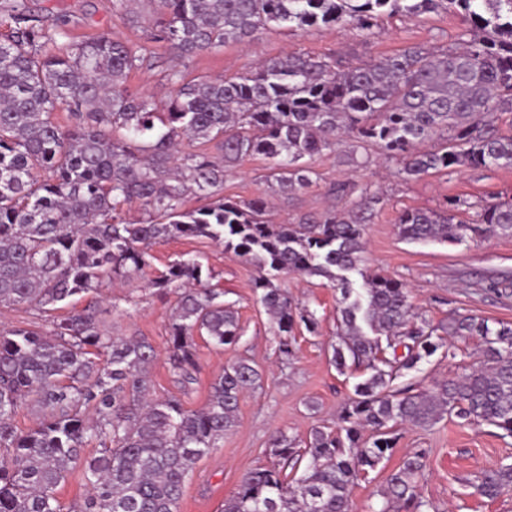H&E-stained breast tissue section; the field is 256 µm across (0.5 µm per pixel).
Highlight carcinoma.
Instances as JSON below:
<instances>
[{
  "label": "carcinoma",
  "instance_id": "carcinoma-1",
  "mask_svg": "<svg viewBox=\"0 0 512 512\" xmlns=\"http://www.w3.org/2000/svg\"><path fill=\"white\" fill-rule=\"evenodd\" d=\"M147 39L176 59L242 42L271 23L368 29L385 14L419 15L440 6L461 12L459 47L434 53L413 46L376 62L344 64L293 53L263 60L234 78H187L163 103L136 93L128 74L155 60L103 32L69 42L67 21L33 13L27 0H4L14 27L0 39V306H25L50 320L46 331L0 325V512H177L197 461L237 422L257 369L244 359L226 367L208 402L188 410L175 398L151 399L157 357L144 337L104 329L98 295L106 280L141 276L153 245L205 238L259 272L254 288L272 316L278 353L291 337L319 331L316 312L295 306L282 275L319 276L340 291L332 362L359 367L336 428L312 430L301 447L285 434L270 448L273 466L257 467L225 499L223 512H350V490L392 453L405 424L430 425L446 414L492 425L512 436V323L451 317L419 319L398 279L360 269L365 224L378 195L298 224H274L267 202L224 197V166L246 157L269 161L279 192L305 189L309 161L348 138L356 148L396 160L398 174L512 167V134L486 117L512 113V0H149ZM71 118L64 128L54 113ZM444 143L420 152L419 141ZM195 192L206 203L187 209ZM140 204L149 219L130 222ZM398 235L409 242L462 244L512 236V203L478 207L450 198L440 210H404ZM357 270L355 288L344 276ZM201 257H182L153 280L175 294L168 327L169 365L184 385L195 381L197 339L235 346L242 327ZM76 295L85 307L60 316ZM478 336L484 365L431 392L394 381L444 346L445 336ZM403 353H397V349ZM31 400L39 423L20 431L18 404ZM370 430L365 438L362 431ZM96 444L95 454L82 455ZM425 453L407 456L387 479L377 512H430L419 486ZM81 470L91 492L66 504L57 487ZM476 494L512 491V465L483 470Z\"/></svg>",
  "mask_w": 512,
  "mask_h": 512
}]
</instances>
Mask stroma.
<instances>
[{
    "label": "stroma",
    "instance_id": "1",
    "mask_svg": "<svg viewBox=\"0 0 512 512\" xmlns=\"http://www.w3.org/2000/svg\"><path fill=\"white\" fill-rule=\"evenodd\" d=\"M30 5L42 15H70L72 35L78 41L109 31L136 49L147 43L145 25L139 20L150 9L146 0H126L122 6L116 0H30ZM463 26L459 12L444 8L418 16H385L367 30L314 26L293 31L273 25L245 42L195 56L187 61L185 71L191 77L229 78L258 60L292 52L328 55L348 63L373 62L411 46L448 49L455 45ZM155 53L158 64L132 70L127 84L131 90L163 101L173 90L167 79L172 64L164 48H156ZM268 166L260 157L226 166L225 196L237 200L266 197L274 223L296 224L308 215L349 208L350 198L332 195L330 187L338 181H352L357 192L382 198L365 229L366 270L406 283L416 311L431 323L447 320L454 313L512 323V298H497L487 287L490 278L512 276V237L494 235L464 244L409 243L396 229L398 216L406 209H438L451 197L472 203L512 198V168H466L406 180L398 175L395 161L376 154L366 162L344 147L313 159L318 178L309 188L282 194L265 182ZM186 253L201 256L212 269L213 282L223 289L225 303L235 305L239 313L243 336L229 349L199 342L196 380L184 390L168 363L174 298L159 295L149 282ZM152 254L144 276L117 278L105 288L102 306L113 335L143 337L155 347L157 359L150 370L153 397L174 396L185 408L197 409L206 404L213 382L233 361L248 359L260 374L257 386L240 399L235 427L197 462L178 504V512H221L245 474L272 463L269 448L275 436L283 433L303 441L314 428L335 426L352 396L359 372L341 373L331 363L340 294L316 276L281 277L280 285L293 303L315 311L320 319L318 335L297 331L295 355L284 362L277 351L274 325L254 291L257 271L253 265L207 239H172L154 246ZM451 343V348H439L420 364L414 379L421 389L433 390L438 382L479 366L484 357L479 338L455 337ZM420 449L426 458L419 491L435 512H512V493L491 501L472 487L483 469L512 463V437L496 427L467 425L454 417L423 427H403L391 457L353 488V512H377L379 493L389 475L409 453Z\"/></svg>",
    "mask_w": 512,
    "mask_h": 512
}]
</instances>
